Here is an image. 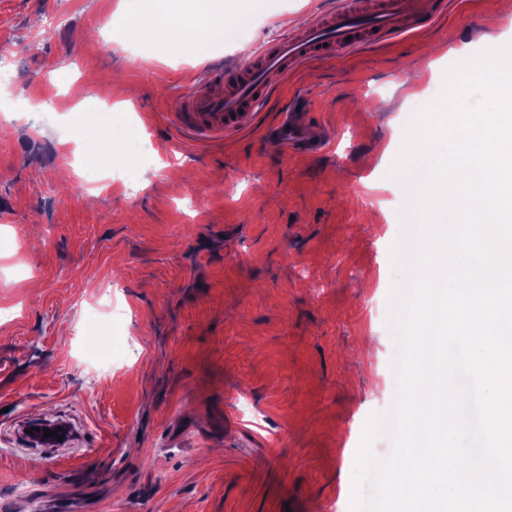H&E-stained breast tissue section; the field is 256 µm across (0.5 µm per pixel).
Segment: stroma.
I'll return each instance as SVG.
<instances>
[{"label":"stroma","instance_id":"stroma-1","mask_svg":"<svg viewBox=\"0 0 512 512\" xmlns=\"http://www.w3.org/2000/svg\"><path fill=\"white\" fill-rule=\"evenodd\" d=\"M327 0H229L250 25L180 46L151 0H0V512H350L351 453L391 409L413 280L403 127L445 68L512 41V0H450L410 38L316 61L259 126L182 142L171 100ZM298 94L329 148L261 128ZM125 117L139 149L113 139ZM107 145L116 163L90 162ZM63 420L67 443L24 426Z\"/></svg>","mask_w":512,"mask_h":512}]
</instances>
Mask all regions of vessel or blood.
<instances>
[{
  "instance_id": "vessel-or-blood-1",
  "label": "vessel or blood",
  "mask_w": 512,
  "mask_h": 512,
  "mask_svg": "<svg viewBox=\"0 0 512 512\" xmlns=\"http://www.w3.org/2000/svg\"><path fill=\"white\" fill-rule=\"evenodd\" d=\"M433 8L432 0H335L297 32L260 43L246 68H225L223 96H211L199 85L180 97L175 116L198 141L252 127L260 107L288 75L315 60L409 35L432 21ZM319 128L316 121H297L286 107L263 132L288 152L309 156L326 147Z\"/></svg>"
}]
</instances>
